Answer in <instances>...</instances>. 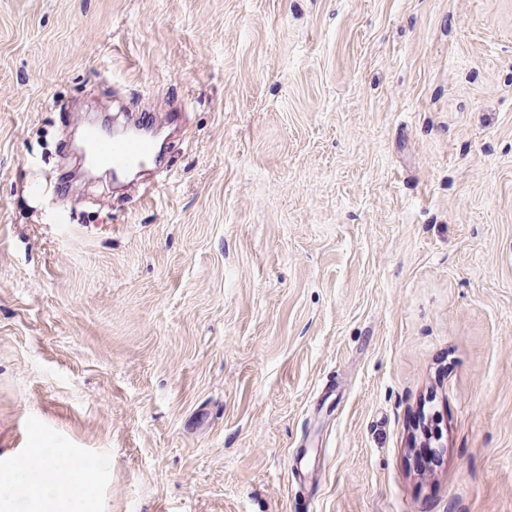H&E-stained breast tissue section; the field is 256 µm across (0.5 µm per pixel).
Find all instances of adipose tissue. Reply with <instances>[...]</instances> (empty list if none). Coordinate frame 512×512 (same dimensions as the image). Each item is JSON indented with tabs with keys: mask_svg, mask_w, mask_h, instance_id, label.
<instances>
[{
	"mask_svg": "<svg viewBox=\"0 0 512 512\" xmlns=\"http://www.w3.org/2000/svg\"><path fill=\"white\" fill-rule=\"evenodd\" d=\"M98 473L66 449L36 448L11 469V492L39 512H86L94 501Z\"/></svg>",
	"mask_w": 512,
	"mask_h": 512,
	"instance_id": "1",
	"label": "adipose tissue"
}]
</instances>
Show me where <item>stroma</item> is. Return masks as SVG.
I'll return each instance as SVG.
<instances>
[{
  "instance_id": "35a3bbf8",
  "label": "stroma",
  "mask_w": 512,
  "mask_h": 512,
  "mask_svg": "<svg viewBox=\"0 0 512 512\" xmlns=\"http://www.w3.org/2000/svg\"><path fill=\"white\" fill-rule=\"evenodd\" d=\"M176 96L165 186L52 223L63 106ZM34 448L99 512H512V0H0V469Z\"/></svg>"
}]
</instances>
